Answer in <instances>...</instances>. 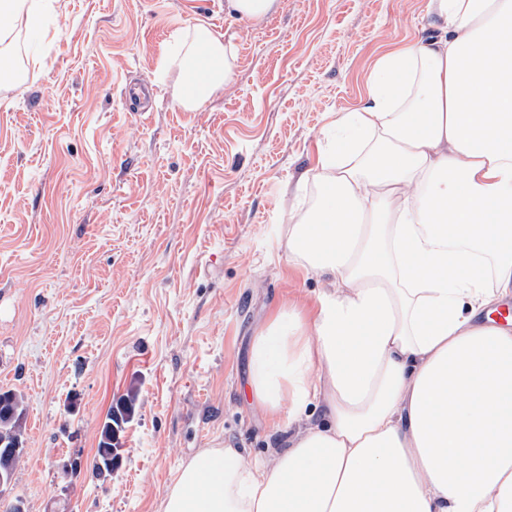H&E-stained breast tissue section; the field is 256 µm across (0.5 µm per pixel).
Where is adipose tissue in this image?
Instances as JSON below:
<instances>
[{
  "label": "adipose tissue",
  "mask_w": 512,
  "mask_h": 512,
  "mask_svg": "<svg viewBox=\"0 0 512 512\" xmlns=\"http://www.w3.org/2000/svg\"><path fill=\"white\" fill-rule=\"evenodd\" d=\"M55 0H0V43L46 36ZM433 34L384 54L318 158L320 193L288 252L325 288L308 319L254 337L248 388L287 409L262 457L181 463L164 512H512V0H429ZM188 112L237 52L206 26ZM323 404L322 421L306 408Z\"/></svg>",
  "instance_id": "adipose-tissue-1"
}]
</instances>
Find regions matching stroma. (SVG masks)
<instances>
[{"label": "stroma", "instance_id": "35a3bbf8", "mask_svg": "<svg viewBox=\"0 0 512 512\" xmlns=\"http://www.w3.org/2000/svg\"><path fill=\"white\" fill-rule=\"evenodd\" d=\"M224 2L58 0L44 66L22 32V68L0 78V388L26 398L0 499L27 512H163L182 462L264 453L252 339L323 288L288 255L287 202L313 205L332 122L377 58L432 31L428 0H283L251 22ZM201 22L233 37L237 68L187 112L178 68L158 66ZM131 81L150 112L126 102ZM132 389L122 461L100 475L101 426Z\"/></svg>", "mask_w": 512, "mask_h": 512}]
</instances>
